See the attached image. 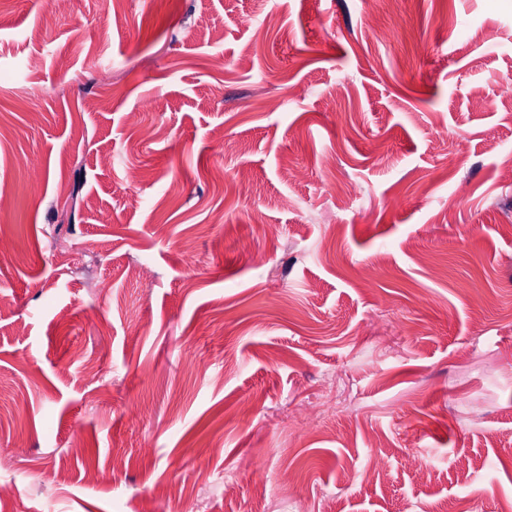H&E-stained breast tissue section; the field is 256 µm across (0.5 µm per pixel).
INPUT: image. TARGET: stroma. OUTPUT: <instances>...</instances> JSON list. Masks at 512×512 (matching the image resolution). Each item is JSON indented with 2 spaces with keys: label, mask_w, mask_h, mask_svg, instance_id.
Instances as JSON below:
<instances>
[{
  "label": "stroma",
  "mask_w": 512,
  "mask_h": 512,
  "mask_svg": "<svg viewBox=\"0 0 512 512\" xmlns=\"http://www.w3.org/2000/svg\"><path fill=\"white\" fill-rule=\"evenodd\" d=\"M0 242V512H512V0H0Z\"/></svg>",
  "instance_id": "stroma-1"
}]
</instances>
